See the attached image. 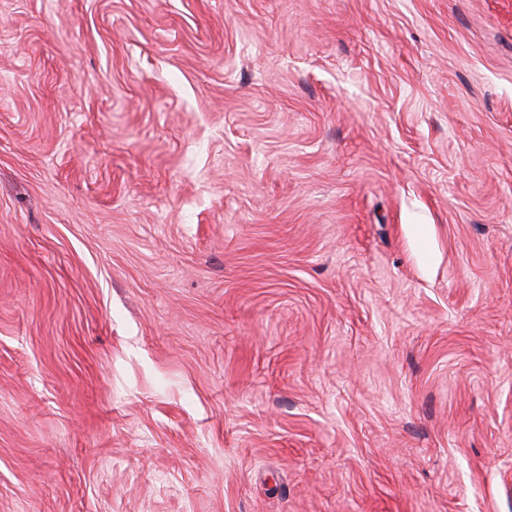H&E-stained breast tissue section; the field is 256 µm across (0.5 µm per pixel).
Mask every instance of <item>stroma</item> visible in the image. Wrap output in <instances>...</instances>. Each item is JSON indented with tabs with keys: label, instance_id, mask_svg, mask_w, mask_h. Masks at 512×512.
I'll return each mask as SVG.
<instances>
[{
	"label": "stroma",
	"instance_id": "obj_1",
	"mask_svg": "<svg viewBox=\"0 0 512 512\" xmlns=\"http://www.w3.org/2000/svg\"><path fill=\"white\" fill-rule=\"evenodd\" d=\"M0 512H512V0H0Z\"/></svg>",
	"mask_w": 512,
	"mask_h": 512
}]
</instances>
